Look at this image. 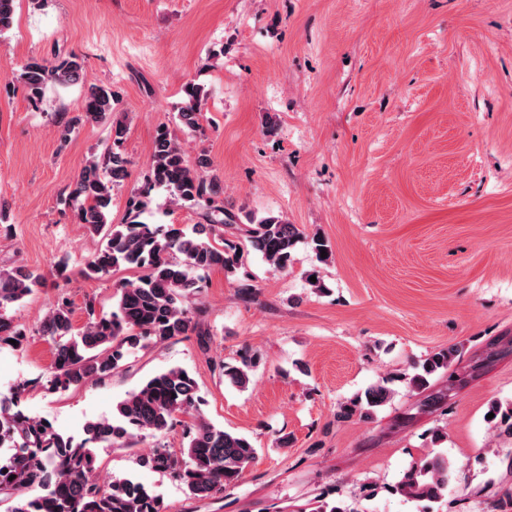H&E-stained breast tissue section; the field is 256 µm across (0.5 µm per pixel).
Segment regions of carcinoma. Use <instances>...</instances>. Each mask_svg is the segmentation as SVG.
<instances>
[{
  "label": "carcinoma",
  "instance_id": "carcinoma-1",
  "mask_svg": "<svg viewBox=\"0 0 512 512\" xmlns=\"http://www.w3.org/2000/svg\"><path fill=\"white\" fill-rule=\"evenodd\" d=\"M16 0H0V33L11 28ZM83 77V64L75 55L55 63L31 60L22 67L21 78L32 98H40L50 85L67 87ZM186 101L179 123L187 131L200 127L204 119L201 89L185 87ZM112 89L90 86L85 94L86 119H103L113 110ZM129 160L111 148L103 161H89L75 179L69 200L76 222L105 239L104 246L86 264V275L106 276L124 269H139L135 281L116 287L115 310L98 313L86 306L87 320L73 325V309L58 299L45 314L39 334L53 346V362L45 376L53 391H67L99 382L122 366L130 349L141 341L162 345L179 337H197L209 346L210 332L199 320V308L191 307L198 295L199 271L221 269L235 272L245 254L259 253L269 268L284 272L290 266L296 245L303 239L316 255L331 253L328 242L308 236L296 224L278 216L258 221L240 218L216 205L222 192L220 179L210 173V160L200 155L191 161L177 135L160 131L151 148V185L164 190L169 203L203 206L204 223L186 230L179 224L159 234L151 225L135 219L112 225L108 214L113 187L128 177ZM229 233L240 242L224 237ZM44 278L24 268L0 270V345L16 341L21 349L26 334L4 314L41 287ZM462 355L453 345L433 353L413 376L415 388L427 377L446 372ZM255 357L244 354L240 364H219L224 379L244 389L250 382ZM382 384L370 386L360 397L340 407L339 419H368L374 408L389 398ZM197 383L184 369L171 368L149 378L116 405L112 417L89 421L80 441L60 434L53 424L16 409L17 392L0 394V501L7 512H170L163 498L129 478L101 480L97 474L93 446L106 444L126 448L133 440L159 438L179 414L196 410ZM490 422L512 435V402H493ZM257 461V449L246 437L217 428L196 417L187 447L177 451L156 444L145 463L171 475L191 497L206 499L235 484ZM452 476L448 457L431 452L404 474L396 487L401 496L419 503L420 512H434L433 504L448 493Z\"/></svg>",
  "mask_w": 512,
  "mask_h": 512
}]
</instances>
